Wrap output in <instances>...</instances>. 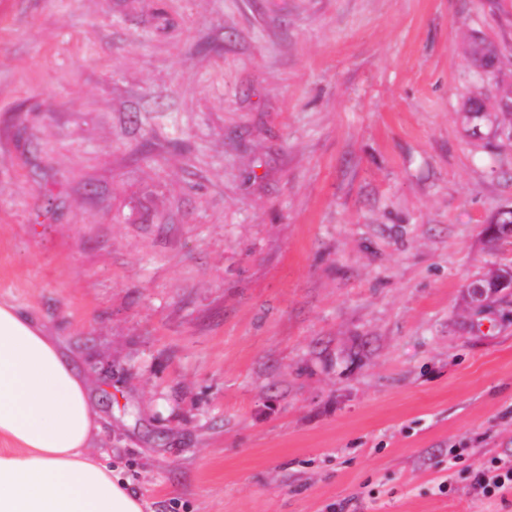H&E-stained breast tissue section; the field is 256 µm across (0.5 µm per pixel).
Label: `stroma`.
Listing matches in <instances>:
<instances>
[{
    "label": "stroma",
    "mask_w": 512,
    "mask_h": 512,
    "mask_svg": "<svg viewBox=\"0 0 512 512\" xmlns=\"http://www.w3.org/2000/svg\"><path fill=\"white\" fill-rule=\"evenodd\" d=\"M508 96L512 0H0V295L153 512H512ZM496 59L495 46L484 40L476 42L470 53V64L480 76L488 73L487 68L492 66ZM508 467H505L503 472H493L500 470L501 467L495 470L485 469L475 476L474 489L477 494L486 495L491 489H499L503 491L512 492V459L508 462Z\"/></svg>",
    "instance_id": "obj_1"
}]
</instances>
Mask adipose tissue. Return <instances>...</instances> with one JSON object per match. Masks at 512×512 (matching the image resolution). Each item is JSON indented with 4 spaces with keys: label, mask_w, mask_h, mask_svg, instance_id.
Here are the masks:
<instances>
[{
    "label": "adipose tissue",
    "mask_w": 512,
    "mask_h": 512,
    "mask_svg": "<svg viewBox=\"0 0 512 512\" xmlns=\"http://www.w3.org/2000/svg\"><path fill=\"white\" fill-rule=\"evenodd\" d=\"M91 387L54 330L0 296V512H150L97 447Z\"/></svg>",
    "instance_id": "ef3b65f1"
}]
</instances>
